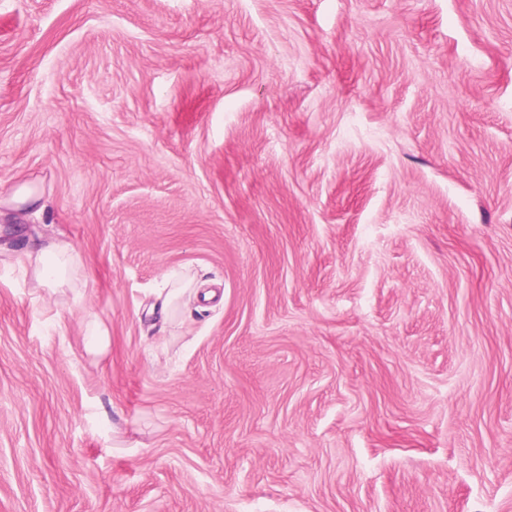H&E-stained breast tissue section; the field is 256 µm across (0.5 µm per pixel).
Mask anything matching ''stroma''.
I'll list each match as a JSON object with an SVG mask.
<instances>
[{
    "instance_id": "1",
    "label": "stroma",
    "mask_w": 512,
    "mask_h": 512,
    "mask_svg": "<svg viewBox=\"0 0 512 512\" xmlns=\"http://www.w3.org/2000/svg\"><path fill=\"white\" fill-rule=\"evenodd\" d=\"M0 512H512V0H0ZM26 263L33 267L34 275L40 285L52 287L67 279L69 270L77 265V255L70 242L54 238L23 252ZM194 296L195 291L191 284L175 286L165 295L159 297L157 306L164 318L172 321L174 311L180 309L181 305L187 306Z\"/></svg>"
}]
</instances>
